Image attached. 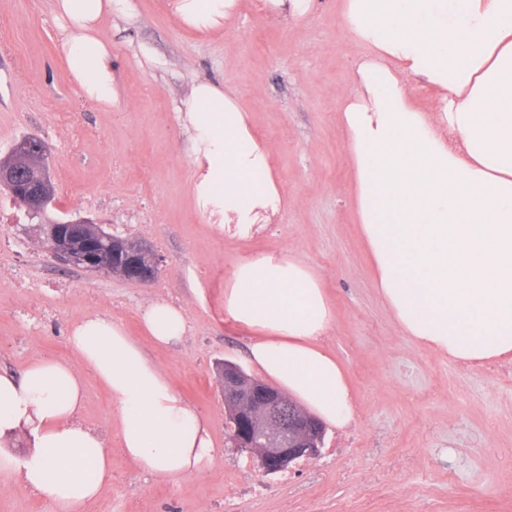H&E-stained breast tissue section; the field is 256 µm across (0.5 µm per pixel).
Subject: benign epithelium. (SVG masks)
Returning a JSON list of instances; mask_svg holds the SVG:
<instances>
[{
	"mask_svg": "<svg viewBox=\"0 0 512 512\" xmlns=\"http://www.w3.org/2000/svg\"><path fill=\"white\" fill-rule=\"evenodd\" d=\"M37 142L39 150L31 154L29 143L20 141L14 148V162L0 163V186L33 215L53 201L46 165L48 146L40 138ZM43 236L42 246L66 268L107 269L115 277L148 285L160 264V257L139 242L114 246L111 255L104 256L97 245L103 234L88 218L47 224ZM224 406L237 446L253 454L264 472L277 473L298 459L319 455L324 437L321 423L292 399L229 361L224 362Z\"/></svg>",
	"mask_w": 512,
	"mask_h": 512,
	"instance_id": "benign-epithelium-1",
	"label": "benign epithelium"
}]
</instances>
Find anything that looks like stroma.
<instances>
[{
	"instance_id": "1",
	"label": "stroma",
	"mask_w": 512,
	"mask_h": 512,
	"mask_svg": "<svg viewBox=\"0 0 512 512\" xmlns=\"http://www.w3.org/2000/svg\"><path fill=\"white\" fill-rule=\"evenodd\" d=\"M344 0H321L287 25L243 0L224 29L183 27L167 0H121L100 24L112 45L116 102L88 101L60 51L53 0H0V159L25 136L49 147L56 189L46 221L88 217L160 256L139 286L56 266L38 227L0 191V374L34 359H72L70 326L119 322L173 389L207 420L221 453L176 480L130 461L106 388L85 373L81 422L111 439L112 479L86 512H512V358L480 366L417 346L373 286L354 208L342 95L357 52ZM234 90L272 149L292 201L247 235L214 224L192 192L193 134L182 119L194 84ZM292 251L322 277L335 321L324 346L343 364L353 419L327 428L319 457L265 473L228 439L222 367H248L252 333L224 313V283L244 257ZM182 307L189 329L154 346L141 314ZM245 459V458H244Z\"/></svg>"
}]
</instances>
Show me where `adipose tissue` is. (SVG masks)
I'll list each match as a JSON object with an SVG mask.
<instances>
[{"label": "adipose tissue", "instance_id": "adipose-tissue-1", "mask_svg": "<svg viewBox=\"0 0 512 512\" xmlns=\"http://www.w3.org/2000/svg\"><path fill=\"white\" fill-rule=\"evenodd\" d=\"M116 0H54L62 50L84 95L112 105V46L99 34ZM239 0H170L192 30L224 27ZM360 55L341 97L355 207L374 288L400 331L451 361L512 356V0H345ZM435 91L434 111L411 103ZM194 132L193 191L204 211L248 233L291 201L272 150L233 91L195 84L185 104ZM224 312L253 333L259 373L324 423L353 417L346 372L322 339L334 323L319 274L289 253L242 259L224 285ZM142 325L156 345L184 336L182 308L152 302ZM77 363L33 361L0 374V471L50 512H85L112 477L106 439L78 419L82 369L112 396L127 458L167 479L199 474L217 457L200 414L112 318L89 315L67 338ZM27 438L18 458L9 445Z\"/></svg>", "mask_w": 512, "mask_h": 512}]
</instances>
